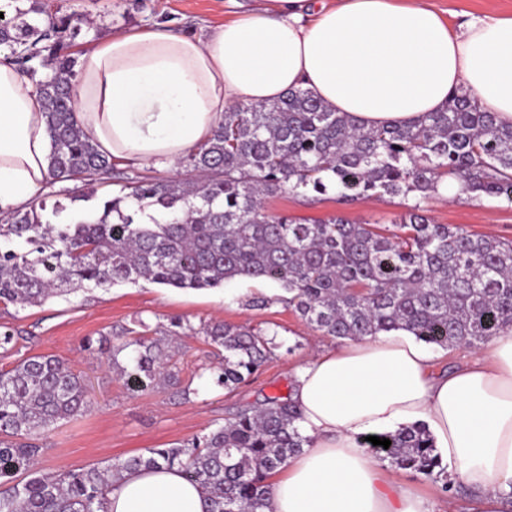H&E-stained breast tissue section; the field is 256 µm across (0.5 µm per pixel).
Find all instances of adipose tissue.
Listing matches in <instances>:
<instances>
[{
	"label": "adipose tissue",
	"mask_w": 512,
	"mask_h": 512,
	"mask_svg": "<svg viewBox=\"0 0 512 512\" xmlns=\"http://www.w3.org/2000/svg\"><path fill=\"white\" fill-rule=\"evenodd\" d=\"M512 125V17L460 30L429 0H255L202 37L157 23L114 32L79 57L75 116L99 150L131 168L171 170L231 107L303 87L365 126L442 111L457 87ZM50 139L35 84L0 53V216L45 190ZM290 398L310 441L270 479L272 512H433L362 445L426 422L477 512H512V330L433 372L408 332L317 352ZM107 512H203L179 468L133 470Z\"/></svg>",
	"instance_id": "adipose-tissue-1"
}]
</instances>
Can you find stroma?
Returning <instances> with one entry per match:
<instances>
[{
    "label": "stroma",
    "instance_id": "1",
    "mask_svg": "<svg viewBox=\"0 0 512 512\" xmlns=\"http://www.w3.org/2000/svg\"><path fill=\"white\" fill-rule=\"evenodd\" d=\"M52 14L76 13L92 19L76 40L84 51L115 31L157 22L180 31L204 35L223 23L224 0H44ZM451 26L463 15H512V0H433ZM401 197L360 199L339 204L334 192L317 195L315 202L286 195L267 200L274 215L314 221L341 214L353 221L387 227L404 209ZM435 223L449 224L481 236L512 239V205L495 197L474 202L436 200L428 204ZM281 288L267 280L235 279L219 288L178 289L142 282L117 283L43 305L20 308L0 304V326L16 338L12 349L0 357V370L34 354H49L69 362L89 385V410L57 427L39 458L45 470L74 469L107 464L147 448H165L203 436L222 425L236 408L259 405L264 397L287 394L297 367L321 349L338 347L337 339L322 335L291 307L279 301ZM265 305H253L256 297ZM186 329L175 341L168 366L177 372L187 398L175 396L171 387L158 385L135 392L111 370L102 356L86 349V338L113 334L114 344L128 342L129 329L146 323L151 332L173 330L175 322ZM224 321L262 328L272 335V358L235 391L218 386L212 371L219 358L203 332L206 325ZM131 350L119 356L129 364Z\"/></svg>",
    "mask_w": 512,
    "mask_h": 512
}]
</instances>
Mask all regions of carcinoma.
Segmentation results:
<instances>
[{"instance_id":"obj_1","label":"carcinoma","mask_w":512,"mask_h":512,"mask_svg":"<svg viewBox=\"0 0 512 512\" xmlns=\"http://www.w3.org/2000/svg\"><path fill=\"white\" fill-rule=\"evenodd\" d=\"M0 24V50L36 81L51 141L56 184L81 179L87 190L53 192L74 204L97 200V216L56 224L66 209L45 199L0 219V303L36 306L50 298L118 282L179 289L221 287L237 278L277 283L286 303L324 336L357 339L405 330L429 345H477L512 328V243L468 234L428 215L444 178L455 199L492 196L512 205V125L500 124L463 87L448 105L415 124L366 128L328 110L308 90L277 101L239 105L211 138L180 161L175 177H124L115 194L97 180L114 176L75 118L77 14L43 18L39 0H13ZM48 73L38 76L39 70ZM336 191L348 204L368 196L412 197L381 232L368 222L332 216L297 222L273 216L264 200ZM153 209L151 223L140 217ZM224 349L217 383L228 391L272 358L260 329L217 322L204 328ZM129 367L117 355L128 344L102 337L86 346L140 391L165 369L162 340L139 336ZM90 406L82 377L52 355H34L0 370V512H104L112 477L177 466L206 494L205 512H265L268 479L310 442L288 396L236 409L209 433L107 466L43 472L36 467L47 435ZM374 447L388 466L426 477L445 473L423 424L386 434Z\"/></svg>"}]
</instances>
